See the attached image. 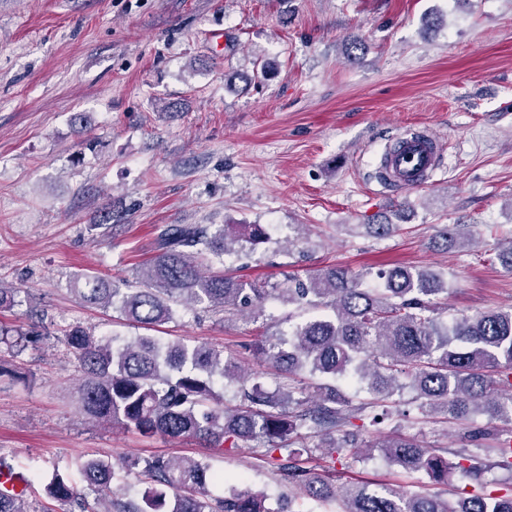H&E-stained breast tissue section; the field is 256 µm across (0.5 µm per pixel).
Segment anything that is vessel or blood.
<instances>
[{"instance_id":"1","label":"vessel or blood","mask_w":512,"mask_h":512,"mask_svg":"<svg viewBox=\"0 0 512 512\" xmlns=\"http://www.w3.org/2000/svg\"><path fill=\"white\" fill-rule=\"evenodd\" d=\"M443 159L444 151L435 135L427 131L398 132L382 156V180L403 189L427 187Z\"/></svg>"}]
</instances>
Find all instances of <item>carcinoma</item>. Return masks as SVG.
<instances>
[{
    "instance_id": "obj_1",
    "label": "carcinoma",
    "mask_w": 512,
    "mask_h": 512,
    "mask_svg": "<svg viewBox=\"0 0 512 512\" xmlns=\"http://www.w3.org/2000/svg\"><path fill=\"white\" fill-rule=\"evenodd\" d=\"M366 233L384 238L399 224H364ZM267 241L262 224H170L160 229L155 254L135 280L116 284L92 272L81 274L71 292L81 301L110 307L144 328L173 319L176 308L205 304L256 317L270 299L283 304L328 306L331 318H313L290 335L279 332L257 346L275 368L291 375L322 377L315 393L304 380L273 390L260 376L245 373L239 359L206 342L167 343L153 336L130 340L96 337L80 325L64 336L68 351L83 371L78 386L81 412L90 419L144 437L193 440L203 448L252 449L275 466L281 479L318 502H334L338 512H512V496L485 491L493 469L512 472V308L486 310L447 323L434 298L448 294V280L430 270L396 266L352 274L341 267L319 270L307 279L267 288L222 273L205 275L199 258L218 259L232 251ZM28 333L0 328V344L21 350ZM354 379L371 398L358 405L336 382ZM410 389L422 412L466 417L484 413L504 423L481 429L473 440L491 439L490 457L462 454L450 462L415 439L390 436L375 444L391 463L408 473H423L437 483L456 472L478 489L457 490L453 504L436 496L403 493L374 484L351 482L340 487L316 472L326 462L357 460L350 449L356 438L336 432L350 419L367 417L374 425L392 423L389 403ZM241 404L221 407L225 393ZM144 477L139 497H113L116 470ZM86 482L78 490L55 472L44 485L59 501L81 499V512H284L266 504L252 489H232L210 497L208 483L222 476L192 457H130L115 466L106 455L81 465ZM97 507L87 508L88 495ZM0 512H28L25 493L0 491Z\"/></svg>"
}]
</instances>
